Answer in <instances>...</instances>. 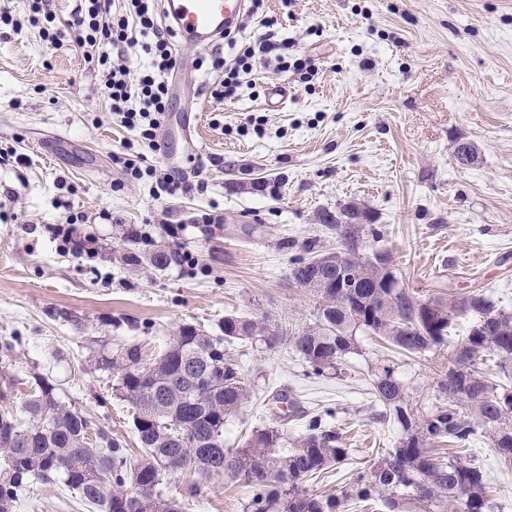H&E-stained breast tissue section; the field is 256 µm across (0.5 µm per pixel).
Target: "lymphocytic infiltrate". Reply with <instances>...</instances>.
<instances>
[{
  "mask_svg": "<svg viewBox=\"0 0 512 512\" xmlns=\"http://www.w3.org/2000/svg\"><path fill=\"white\" fill-rule=\"evenodd\" d=\"M263 0H252L251 13L258 16L263 32L242 38L232 58L223 51L212 50L197 58V67L219 73L221 79L212 90L218 99H235L244 79L254 76L268 58L280 65H292L296 71L314 76L310 59H289L288 41L278 38L276 19L261 16ZM29 25L38 28L41 38L54 47L61 46L64 29H71L74 42L86 59L95 61L103 78L110 109L126 129L148 147H156L158 131L170 110L168 77L176 70L179 59L173 50L169 27L158 21L154 0H78L71 21L59 28L49 0H29ZM144 54L148 62L131 70V55ZM114 162L126 177L154 180L158 193L174 195L192 189L188 181L147 164L144 153L126 148L115 154Z\"/></svg>",
  "mask_w": 512,
  "mask_h": 512,
  "instance_id": "1",
  "label": "lymphocytic infiltrate"
}]
</instances>
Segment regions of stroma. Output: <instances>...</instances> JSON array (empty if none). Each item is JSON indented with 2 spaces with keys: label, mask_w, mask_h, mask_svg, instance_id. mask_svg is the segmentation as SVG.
<instances>
[{
  "label": "stroma",
  "mask_w": 512,
  "mask_h": 512,
  "mask_svg": "<svg viewBox=\"0 0 512 512\" xmlns=\"http://www.w3.org/2000/svg\"><path fill=\"white\" fill-rule=\"evenodd\" d=\"M290 56L311 59V80L260 69L237 99L220 101L215 74L181 55L170 112L192 111L200 154L186 158L179 125L147 151L149 163L195 184L155 198L151 180L129 181L112 163L134 132L113 116L100 77L74 43L55 49L36 29L0 28V368L6 376H48L62 400L139 456L129 409L101 356L138 345L158 356L185 326L219 335L225 315H268L280 330L314 319V301L288 282L291 240L335 236L315 222L320 209L351 201L382 231L402 284L423 299L480 294L512 313V0H264ZM288 90L280 108L269 92ZM468 142L475 163L458 165ZM218 224L196 223L202 213ZM86 217L95 258L58 251L51 225ZM180 247L197 267L133 271L115 252L147 242ZM343 373L309 378L298 359L236 342L233 354L252 398L224 424V445L274 423L272 391L298 397L309 414L331 408L351 450L348 464L304 482L336 492L351 474L392 447L400 426L379 421L369 376L387 351L358 336ZM448 347L398 358L397 373L420 412L431 410ZM283 418V417H280ZM292 436L305 421L283 418ZM486 478L493 512H512V467L484 433L469 449ZM186 496L183 512H246L248 493L224 475ZM15 512H82L63 484L35 486Z\"/></svg>",
  "instance_id": "1"
}]
</instances>
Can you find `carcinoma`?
<instances>
[{
  "label": "carcinoma",
  "instance_id": "carcinoma-1",
  "mask_svg": "<svg viewBox=\"0 0 512 512\" xmlns=\"http://www.w3.org/2000/svg\"><path fill=\"white\" fill-rule=\"evenodd\" d=\"M322 232L336 236L352 252L345 269L319 270L311 261L327 253L319 236L302 241V254L291 260L289 280L315 301V320L288 336L270 328L267 316L226 315L221 335L207 336L191 326L179 330L160 357L141 360L138 347L121 358L99 363L115 371V392L132 408V424L142 456L128 460L127 448L61 400L49 377L33 373L24 383L29 395L17 413L10 385L0 389V453L7 468L0 473V512H13L34 481L60 480L79 501L97 512H182L164 497L165 481L191 475L187 494L201 491L194 476L230 474L249 489L248 512H345L349 504L379 499L386 512H491L485 475L472 461L444 456L445 447L465 450L478 429L491 450L512 463V390L493 383L481 369L493 359L503 375H512V315L495 309L482 295L457 298L450 308L423 300L409 289L395 288L398 278L369 262L355 239L378 242L375 224H336L330 210L316 214ZM183 252L158 245L128 251L119 261L133 269L167 270L181 265ZM345 287H336V281ZM472 312L476 325L453 345L448 370L436 381L437 403L419 416L388 361L372 374L371 391L402 435L367 471H358L338 493L313 496L303 482L318 478L350 455L336 430L330 409L312 416L307 434L292 437L280 424L254 428L239 448L224 447V423L251 396L250 383L228 346L238 341L285 347L306 366V376L320 378L340 370L356 352L357 333L386 341L392 351L422 354L450 341L455 313Z\"/></svg>",
  "mask_w": 512,
  "mask_h": 512
}]
</instances>
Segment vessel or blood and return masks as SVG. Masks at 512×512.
<instances>
[{"instance_id":"b4317fda","label":"vessel or blood","mask_w":512,"mask_h":512,"mask_svg":"<svg viewBox=\"0 0 512 512\" xmlns=\"http://www.w3.org/2000/svg\"><path fill=\"white\" fill-rule=\"evenodd\" d=\"M163 15L177 46H216L246 10V0H163Z\"/></svg>"}]
</instances>
